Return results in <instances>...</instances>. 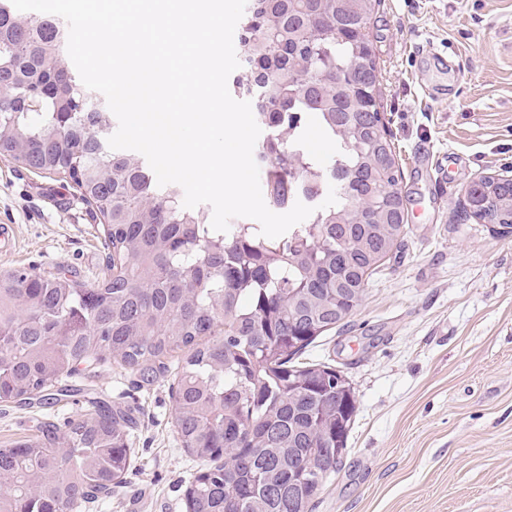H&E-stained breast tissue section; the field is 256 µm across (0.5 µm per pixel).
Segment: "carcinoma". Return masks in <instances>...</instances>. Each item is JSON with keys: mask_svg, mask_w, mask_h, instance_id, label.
Listing matches in <instances>:
<instances>
[{"mask_svg": "<svg viewBox=\"0 0 512 512\" xmlns=\"http://www.w3.org/2000/svg\"><path fill=\"white\" fill-rule=\"evenodd\" d=\"M376 0H247L233 93L266 130L254 155L271 206L316 208L278 238L245 219L211 228L139 153L101 148L57 24L0 0V156L69 175L106 219L107 271L85 288L60 272L0 274V402L45 399L100 354L143 377L174 373L183 448L207 463L187 512H309L356 417L336 368L301 362L346 325L410 233L401 167L379 111L368 25ZM316 129L328 155L306 147ZM337 203L320 209L324 186ZM465 218L512 234V183L466 189ZM128 419L95 401L65 431L0 448V512H75L130 464Z\"/></svg>", "mask_w": 512, "mask_h": 512, "instance_id": "obj_1", "label": "carcinoma"}]
</instances>
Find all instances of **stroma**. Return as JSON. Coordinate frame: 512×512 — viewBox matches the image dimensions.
I'll return each instance as SVG.
<instances>
[{
  "label": "stroma",
  "instance_id": "35a3bbf8",
  "mask_svg": "<svg viewBox=\"0 0 512 512\" xmlns=\"http://www.w3.org/2000/svg\"><path fill=\"white\" fill-rule=\"evenodd\" d=\"M369 35L411 232L302 356L343 371L358 406L313 512H512V235L462 218L471 181L512 176V0H378ZM2 224L17 248L0 273L90 286L105 270V221L65 175L0 157ZM70 383L136 419L121 483L84 512H186L202 464L176 433L172 373L105 359ZM81 412L0 402V448Z\"/></svg>",
  "mask_w": 512,
  "mask_h": 512
}]
</instances>
